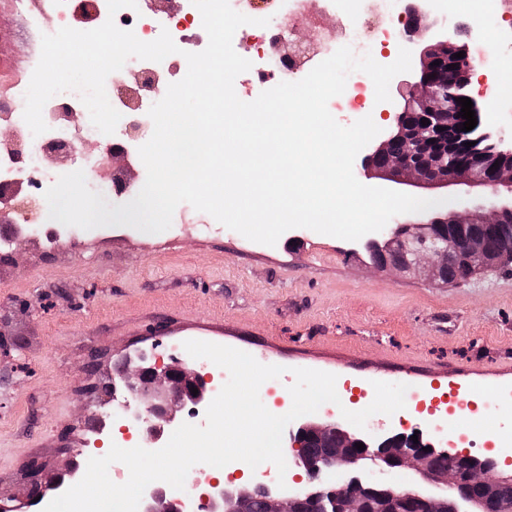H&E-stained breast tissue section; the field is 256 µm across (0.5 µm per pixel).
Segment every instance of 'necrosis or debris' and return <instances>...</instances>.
<instances>
[{
  "instance_id": "1",
  "label": "necrosis or debris",
  "mask_w": 512,
  "mask_h": 512,
  "mask_svg": "<svg viewBox=\"0 0 512 512\" xmlns=\"http://www.w3.org/2000/svg\"><path fill=\"white\" fill-rule=\"evenodd\" d=\"M283 23L279 26L255 27L245 25L238 30V43L243 47L252 63L247 72V83L252 87L276 85L280 82L301 80L305 72L300 67L301 58L295 52L283 49L287 33L299 28L305 21L302 0H283ZM381 8L365 9L353 20L345 33L348 42L365 37L375 38L380 45H391L402 40V27L395 24L392 16V0H381ZM14 10L25 22L34 37L57 32L62 27H77L78 16L90 19L92 27H100L107 19H114L117 27L132 30L142 41L157 39L161 31H168L178 53L167 56L163 62L130 60L122 70L110 74L105 90L111 105L122 109L124 105L121 89L128 73H136L144 88L157 97H164L166 90L157 81L161 67L184 66L185 53H197L208 44L199 10L186 0L179 13L155 10L149 13L123 8L109 14L107 0H13ZM53 14L54 24H46V14ZM28 80H20L0 95V127L13 133V149L0 147V198L6 197L15 183H24L30 189L35 202H44V193L55 181L56 171L48 166L51 156L71 153L76 169L82 170L90 188H101L103 194L115 202L125 201L128 187L123 175H116L107 186H99L95 173L101 166L110 163L111 154L90 155L82 153L81 143L98 136L89 112L80 97L74 92H63L49 99L42 115L47 129L33 135L26 124L23 113Z\"/></svg>"
}]
</instances>
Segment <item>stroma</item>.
<instances>
[{
	"instance_id": "35a3bbf8",
	"label": "stroma",
	"mask_w": 512,
	"mask_h": 512,
	"mask_svg": "<svg viewBox=\"0 0 512 512\" xmlns=\"http://www.w3.org/2000/svg\"><path fill=\"white\" fill-rule=\"evenodd\" d=\"M481 23L495 31L490 69L512 70V0H486ZM12 0H0V86L23 76L41 45L24 34ZM483 131L512 149V92L481 86L473 95ZM180 204L169 229L73 228L75 245L46 251L19 237L0 263V493L24 512L30 461L43 462L47 498L59 465L74 459L84 476L92 432L111 424L105 391L126 356L147 351L158 365L189 363L188 340L230 346L284 372L275 402L292 406L294 369L495 405L512 418V266L447 285L378 268L363 241L299 229L276 245L204 224Z\"/></svg>"
}]
</instances>
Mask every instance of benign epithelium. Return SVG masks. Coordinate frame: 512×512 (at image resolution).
Instances as JSON below:
<instances>
[{
	"instance_id": "7a95c632",
	"label": "benign epithelium",
	"mask_w": 512,
	"mask_h": 512,
	"mask_svg": "<svg viewBox=\"0 0 512 512\" xmlns=\"http://www.w3.org/2000/svg\"><path fill=\"white\" fill-rule=\"evenodd\" d=\"M404 14L412 29L407 42L414 43L430 29L426 23L429 0H404ZM453 49L448 37L425 46L419 53V71L429 74L431 63L447 60ZM457 97L441 94L433 83L419 80L407 90L405 110L388 115L395 130L378 147L363 157L361 169L368 178L380 179L416 189H436L448 185L485 187L512 191V164H488L480 151L467 143L481 138L461 130ZM426 118L429 124L422 125ZM444 130H438V127ZM404 145L398 155L390 154L394 143ZM470 157L456 158L463 147ZM512 206H495L487 211L460 203L455 210L431 218L425 224H402L400 228L421 247L394 270L420 268L441 282L448 276V254L459 255L462 265L456 278H464L495 264L512 263V240L490 252L480 238L457 233L441 236L436 225L464 229L472 224H496ZM122 389L129 400L119 404L112 417L125 422V430L141 436L142 447L161 449L165 428L175 420L177 407L189 402L204 407L215 389L209 372L175 361L159 366L146 355L127 358L112 380V390ZM198 390V394L191 390ZM365 449L359 450L356 444ZM294 471L285 479L287 490L275 493L259 482L250 486L227 487L217 479L212 491L200 497L197 512H251L252 501L261 495L266 512H483L486 503L498 499L499 488L512 484V459L499 462L493 456L478 457L457 452L452 464L438 468L435 457L448 452L430 446L418 434L398 432L372 437L363 430L349 431L335 422L304 421L288 430ZM431 450L424 451L425 447ZM413 471L442 490L440 494L408 488L397 480ZM140 512H185L181 499L160 486L148 487L141 498Z\"/></svg>"
}]
</instances>
